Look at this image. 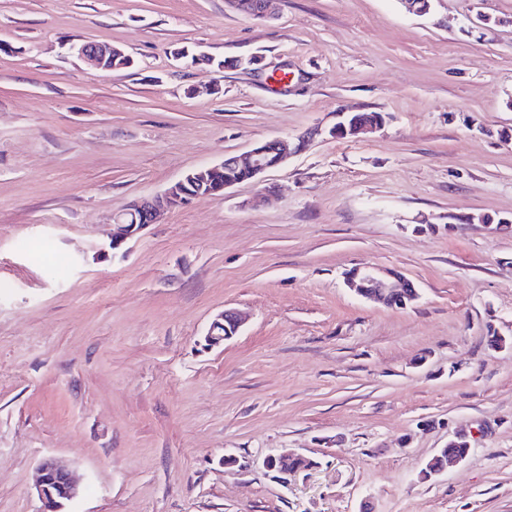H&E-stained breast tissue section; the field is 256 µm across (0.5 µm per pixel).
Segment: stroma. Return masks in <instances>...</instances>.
<instances>
[{"label":"stroma","instance_id":"35a3bbf8","mask_svg":"<svg viewBox=\"0 0 512 512\" xmlns=\"http://www.w3.org/2000/svg\"><path fill=\"white\" fill-rule=\"evenodd\" d=\"M353 112L382 130L330 136ZM276 138L260 181L98 253L131 201ZM480 215L512 220V0H0V512H41L49 455L65 512H512V233ZM365 263L417 299L356 296ZM288 451L315 468H266ZM71 50L87 63L101 70H107L108 68L109 71L120 70L127 68L131 63L129 56L117 52L112 53V50H117L121 53H124V51L109 44L87 42L74 45L71 47ZM108 58L112 62L106 64L107 68L104 67V63ZM242 325L239 313L232 309L224 310L211 322L204 337L207 346H215L235 336ZM475 434V431L470 430L468 432H456L452 436V438L449 439L448 444L454 442L455 439L465 438L470 439ZM468 448H470L465 440H456L454 443L451 444V446L447 448H442L441 451L434 455L429 461L427 465V469L429 472H432L434 469L439 467H445L447 465V462L452 463H460L466 459L467 456L462 457H455V456H449L451 455H461L464 454ZM35 489L43 504L41 512H64L65 504L80 493L70 471L53 457L39 463Z\"/></svg>","mask_w":512,"mask_h":512}]
</instances>
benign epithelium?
I'll use <instances>...</instances> for the list:
<instances>
[{"label":"benign epithelium","mask_w":512,"mask_h":512,"mask_svg":"<svg viewBox=\"0 0 512 512\" xmlns=\"http://www.w3.org/2000/svg\"><path fill=\"white\" fill-rule=\"evenodd\" d=\"M71 50L90 65L102 70L105 61L112 58L114 47L99 42H87L74 45ZM381 126L382 122L379 121L356 127L347 116L333 127L329 134L333 137L350 135L361 138L375 132ZM272 145L277 148V166L286 162L298 150L290 141L279 138L259 144L245 153L231 155L214 165L188 172L182 179L171 184L162 195L154 199L134 201L116 213L113 216L115 230L112 239L108 244L101 246L100 251L105 253L109 249H119L148 225L156 223L165 211L188 203L194 198V195L187 192L190 186L206 190L207 197L224 196L228 188L238 184L234 179L224 178V165L228 163L242 171L247 180H258L271 168L267 156L268 148ZM345 282L348 288L365 299L387 306L395 302L400 307L405 305L402 301L403 289L412 287V283L400 275L369 264L350 271L345 277ZM241 325L242 318L237 311H223L211 322L204 337L206 345L215 346L231 338L238 333ZM295 458V454L270 455L265 459V466L269 470L286 475L288 464ZM35 489L43 504L42 512H63L65 504L80 493L70 471L53 457H46L39 463Z\"/></svg>","instance_id":"7a95c632"}]
</instances>
